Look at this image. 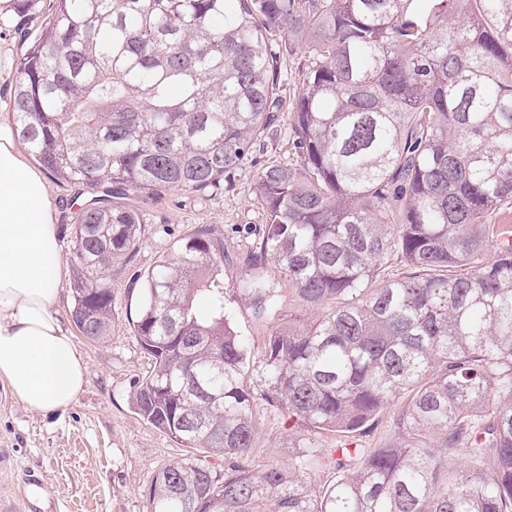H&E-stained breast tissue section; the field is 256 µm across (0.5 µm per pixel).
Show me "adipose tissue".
Listing matches in <instances>:
<instances>
[{
	"mask_svg": "<svg viewBox=\"0 0 512 512\" xmlns=\"http://www.w3.org/2000/svg\"><path fill=\"white\" fill-rule=\"evenodd\" d=\"M0 113V381L26 408H67L87 364L56 316L62 254L45 174Z\"/></svg>",
	"mask_w": 512,
	"mask_h": 512,
	"instance_id": "1",
	"label": "adipose tissue"
}]
</instances>
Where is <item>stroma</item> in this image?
Masks as SVG:
<instances>
[{
    "mask_svg": "<svg viewBox=\"0 0 512 512\" xmlns=\"http://www.w3.org/2000/svg\"><path fill=\"white\" fill-rule=\"evenodd\" d=\"M287 117L272 127L263 149L226 173L218 191L131 190L126 200L144 215L132 253L112 263L115 310L112 330L103 341L82 335L74 341L87 366V383L78 400L53 414L31 411L0 383V501L21 508L29 476L43 483L41 507L52 512H147V489L160 468L182 459L187 450L147 423L136 411L134 393L151 361L130 324L138 312L144 274L173 245L197 230H210L224 245V304L235 330L251 341L249 374L254 395L266 389L260 346L271 322L256 320L243 305L237 285L245 277V258L254 250L265 213L253 193L264 162L287 155ZM62 257L72 255L78 195L90 188L50 183ZM259 430L249 464L260 469L291 462L292 446L306 438L287 414L260 402Z\"/></svg>",
    "mask_w": 512,
    "mask_h": 512,
    "instance_id": "35a3bbf8",
    "label": "stroma"
}]
</instances>
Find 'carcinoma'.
Instances as JSON below:
<instances>
[{"mask_svg": "<svg viewBox=\"0 0 512 512\" xmlns=\"http://www.w3.org/2000/svg\"><path fill=\"white\" fill-rule=\"evenodd\" d=\"M55 4L9 106L56 182L104 188L71 259V318L93 341L112 329V260L144 223L112 197L220 187L282 107L278 63L308 58L293 157L254 181L266 224L248 263L274 265L314 313L265 337L264 400L339 441L247 465L250 348L224 309V247L202 229L144 277L133 328L153 366L134 405L224 467L161 468L149 512H512V245L488 220L512 211V0ZM239 293L276 317L263 276ZM396 403L397 437L365 447Z\"/></svg>", "mask_w": 512, "mask_h": 512, "instance_id": "carcinoma-1", "label": "carcinoma"}]
</instances>
